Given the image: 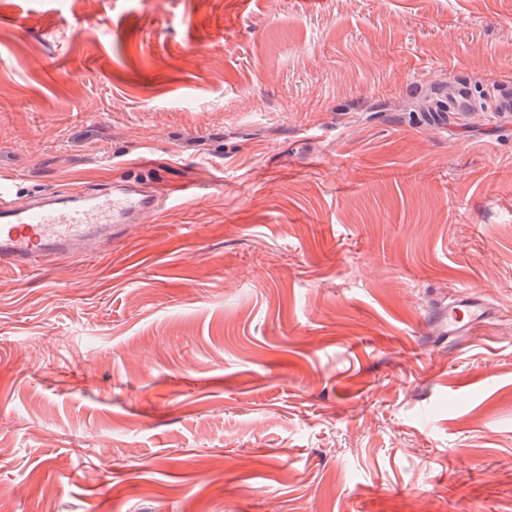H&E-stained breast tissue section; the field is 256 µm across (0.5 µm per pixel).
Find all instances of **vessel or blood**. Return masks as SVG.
<instances>
[{
    "label": "vessel or blood",
    "mask_w": 512,
    "mask_h": 512,
    "mask_svg": "<svg viewBox=\"0 0 512 512\" xmlns=\"http://www.w3.org/2000/svg\"><path fill=\"white\" fill-rule=\"evenodd\" d=\"M491 109L512 112V83L490 90ZM474 82L448 86L446 111L467 115L474 107ZM157 199L134 186L87 194L24 195L0 180V271L29 277L63 261L94 258L113 235L135 232L156 217ZM484 301L459 296L438 321L441 333L469 335L488 314Z\"/></svg>",
    "instance_id": "vessel-or-blood-1"
}]
</instances>
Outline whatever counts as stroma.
Returning <instances> with one entry per match:
<instances>
[{"label": "stroma", "instance_id": "35a3bbf8", "mask_svg": "<svg viewBox=\"0 0 512 512\" xmlns=\"http://www.w3.org/2000/svg\"><path fill=\"white\" fill-rule=\"evenodd\" d=\"M458 69L512 0H0V177L197 192L0 271V512H512V115L430 122ZM489 309L484 301L474 296L460 295L448 306L438 320L443 334L448 336H468L472 329L488 315Z\"/></svg>", "mask_w": 512, "mask_h": 512}]
</instances>
